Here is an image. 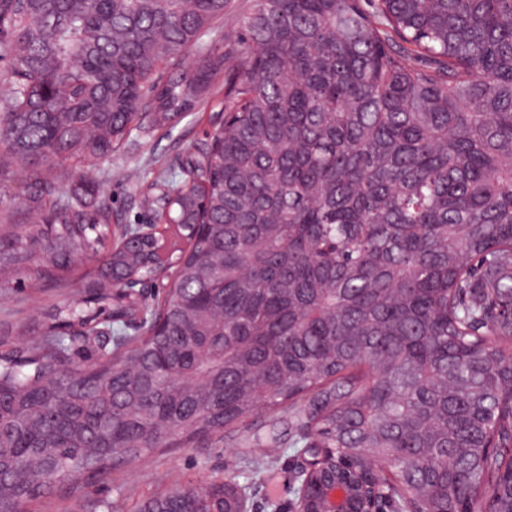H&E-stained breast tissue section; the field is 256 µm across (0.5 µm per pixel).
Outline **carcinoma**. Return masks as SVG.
I'll list each match as a JSON object with an SVG mask.
<instances>
[{
	"label": "carcinoma",
	"instance_id": "obj_1",
	"mask_svg": "<svg viewBox=\"0 0 512 512\" xmlns=\"http://www.w3.org/2000/svg\"><path fill=\"white\" fill-rule=\"evenodd\" d=\"M226 4L0 0V172L32 179L0 270L96 254L99 183L48 173L112 155L148 94L165 126L224 88L210 145L143 198L177 267L158 328L112 311V277L154 265L130 239L37 336H0V512L260 411L252 447L274 456L287 419L312 499L346 461L393 512H512V0H253L219 53ZM137 512L246 502L212 481Z\"/></svg>",
	"mask_w": 512,
	"mask_h": 512
}]
</instances>
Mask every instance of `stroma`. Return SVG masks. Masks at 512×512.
<instances>
[{
	"instance_id": "1",
	"label": "stroma",
	"mask_w": 512,
	"mask_h": 512,
	"mask_svg": "<svg viewBox=\"0 0 512 512\" xmlns=\"http://www.w3.org/2000/svg\"><path fill=\"white\" fill-rule=\"evenodd\" d=\"M216 109V100L202 98L193 111L168 126L138 127L112 156L91 161L93 176L112 202L113 223L143 222L141 187L159 174L178 173L186 158L208 143ZM28 182L26 173L12 168L0 173V233L21 222L15 200L24 195ZM98 265L95 259L76 261L65 281L36 287L20 276L0 281V336L37 335L44 312L70 303L80 277ZM258 427V421H247L229 445L213 440L194 447L161 448L132 466L114 468L80 484L59 486L37 504L36 512H65L82 497L120 499L127 512H133L139 501L175 485L226 477L245 488L250 512H288L294 496L286 487V476L299 459L289 448L276 459L258 458L256 449L249 446Z\"/></svg>"
}]
</instances>
